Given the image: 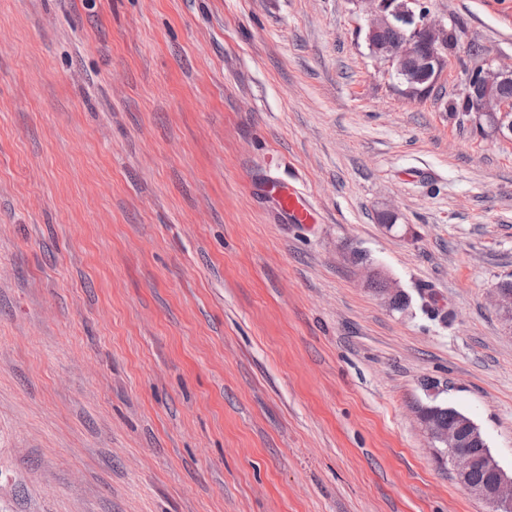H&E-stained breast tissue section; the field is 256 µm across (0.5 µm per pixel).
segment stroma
I'll list each match as a JSON object with an SVG mask.
<instances>
[{
  "instance_id": "1",
  "label": "stroma",
  "mask_w": 512,
  "mask_h": 512,
  "mask_svg": "<svg viewBox=\"0 0 512 512\" xmlns=\"http://www.w3.org/2000/svg\"><path fill=\"white\" fill-rule=\"evenodd\" d=\"M428 6L411 99L363 0H0V512H489L419 411L512 473V144L446 110L512 0ZM273 201L283 218L291 224L316 223V209L313 203L294 186L274 187Z\"/></svg>"
}]
</instances>
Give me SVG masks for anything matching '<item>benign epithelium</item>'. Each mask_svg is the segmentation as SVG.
I'll list each match as a JSON object with an SVG mask.
<instances>
[{"mask_svg":"<svg viewBox=\"0 0 512 512\" xmlns=\"http://www.w3.org/2000/svg\"><path fill=\"white\" fill-rule=\"evenodd\" d=\"M368 4L369 18L364 38L376 60L398 74L406 93L419 96L429 91L440 79L448 62V24L432 18L427 0H363ZM403 29L392 41L378 36L389 29ZM512 82V65H478L470 71L460 93L458 111L465 123L483 134L487 131L501 141H512V102L497 94L495 87ZM501 318L512 330V286L498 284L493 288ZM420 420L431 439L445 448L458 483L463 490L491 507L490 512H512V475H507L488 451L475 456L471 446L486 447L474 422L460 417L452 425H444L432 409L419 411ZM483 467L488 480L474 483L471 472Z\"/></svg>","mask_w":512,"mask_h":512,"instance_id":"benign-epithelium-1","label":"benign epithelium"}]
</instances>
